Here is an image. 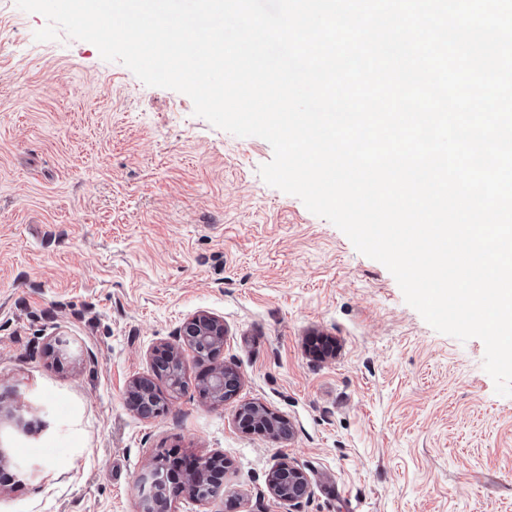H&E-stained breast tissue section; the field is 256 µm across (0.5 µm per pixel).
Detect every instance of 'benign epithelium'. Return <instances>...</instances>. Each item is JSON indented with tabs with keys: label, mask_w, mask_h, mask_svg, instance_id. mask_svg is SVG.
Listing matches in <instances>:
<instances>
[{
	"label": "benign epithelium",
	"mask_w": 512,
	"mask_h": 512,
	"mask_svg": "<svg viewBox=\"0 0 512 512\" xmlns=\"http://www.w3.org/2000/svg\"><path fill=\"white\" fill-rule=\"evenodd\" d=\"M226 328L224 321L203 314L187 318L177 332V341L189 348L197 357L213 361L208 381L213 402L224 403V391L238 388L239 374L232 367L218 362L223 350ZM154 383L140 379L134 383L132 395L138 397L141 406H146L153 394ZM288 476L282 483L271 479L270 492L273 497L298 505L311 495L306 474L286 463L278 464L272 474ZM224 485V457L215 454L204 459H188L174 454L160 456L153 468L140 477L142 512H154V506H166L168 501L181 494L198 502H209L219 496Z\"/></svg>",
	"instance_id": "obj_1"
}]
</instances>
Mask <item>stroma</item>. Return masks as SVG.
<instances>
[{
	"instance_id": "obj_1",
	"label": "stroma",
	"mask_w": 512,
	"mask_h": 512,
	"mask_svg": "<svg viewBox=\"0 0 512 512\" xmlns=\"http://www.w3.org/2000/svg\"><path fill=\"white\" fill-rule=\"evenodd\" d=\"M46 24L0 0V512H141L138 480L171 450L227 463L223 495L171 512H512V396L483 342L435 331L268 185V142L91 43L35 40ZM201 312L224 321L236 395L212 403L185 349L183 387L157 383L164 411L140 416L132 383ZM252 403L290 436L240 427ZM281 462L311 483L300 505L268 491Z\"/></svg>"
}]
</instances>
